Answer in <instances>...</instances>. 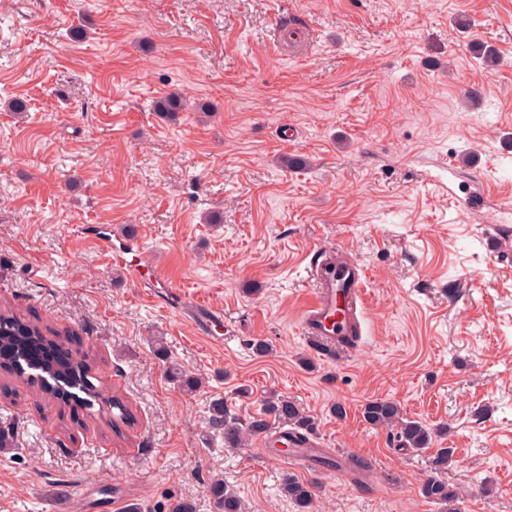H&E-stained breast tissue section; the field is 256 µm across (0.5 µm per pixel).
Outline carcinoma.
Returning <instances> with one entry per match:
<instances>
[{
    "label": "carcinoma",
    "instance_id": "carcinoma-1",
    "mask_svg": "<svg viewBox=\"0 0 512 512\" xmlns=\"http://www.w3.org/2000/svg\"><path fill=\"white\" fill-rule=\"evenodd\" d=\"M183 109V101L179 93L173 91L154 103L153 111L172 116ZM59 332L51 327L42 325L35 319H29L16 312L7 304L0 306V348L14 347L17 350L16 361L6 367L11 373L22 375L23 369L20 361L26 359L27 342L21 340L23 336H30L41 341H48V337L57 336ZM43 369L49 381L42 382L45 393L60 398L65 403H82L74 390L89 392L95 385L89 380L92 365L89 355L78 351L72 354L65 364H43ZM112 408L119 411L117 420L112 422L116 427L115 433L123 436L117 429L118 424L129 428L135 425L131 410L118 397L110 399ZM291 426L294 430L308 433L313 430L314 420L299 408L293 401L279 395H271L264 401L261 413L252 417L246 426H241L237 419L229 415L227 407L218 403L214 406V420L224 426V443L237 446L241 443L243 435H258L265 432L269 426L268 419ZM364 420L378 428L385 427L390 430L394 442L400 448H410L422 451L430 448L433 442L434 431L427 425L416 420L403 419L397 403L389 399H376L366 403L363 410ZM453 450L441 448L432 459V474L422 483L423 497L440 507L443 512H461L458 492L439 477L448 467ZM284 492L297 505L300 512H309L314 498V491L308 484L294 479H287L283 484ZM208 491L217 508V512H243V502L232 491L224 486L221 480H215L208 485Z\"/></svg>",
    "mask_w": 512,
    "mask_h": 512
}]
</instances>
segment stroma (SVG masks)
<instances>
[{"mask_svg": "<svg viewBox=\"0 0 512 512\" xmlns=\"http://www.w3.org/2000/svg\"><path fill=\"white\" fill-rule=\"evenodd\" d=\"M174 90L185 108L160 119ZM11 98L0 301L87 352L136 424L115 435L103 399L67 406L0 370V512H216L217 476L245 512H297L288 478L312 512H439L420 494L438 448L462 512H512V0H0ZM326 247L368 295L336 353L300 329ZM272 393L349 464L287 466L259 435L225 447L213 401L244 423ZM376 398L432 448L368 425ZM364 420L373 427L390 429V436L399 448L422 451L430 448L434 431L416 420H404L397 403L389 399H376L366 403ZM283 490L295 502L300 512H309L314 498V491L309 484L288 478L283 484Z\"/></svg>", "mask_w": 512, "mask_h": 512, "instance_id": "35a3bbf8", "label": "stroma"}]
</instances>
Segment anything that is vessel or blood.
<instances>
[{
  "mask_svg": "<svg viewBox=\"0 0 512 512\" xmlns=\"http://www.w3.org/2000/svg\"><path fill=\"white\" fill-rule=\"evenodd\" d=\"M363 277L361 266L335 250L312 263L309 279L313 294L301 317L303 335L332 353L359 332L357 310L365 305ZM266 443L272 448L290 449L291 460L305 464L315 463L326 454L315 439L292 436L283 428Z\"/></svg>",
  "mask_w": 512,
  "mask_h": 512,
  "instance_id": "1",
  "label": "vessel or blood"
}]
</instances>
